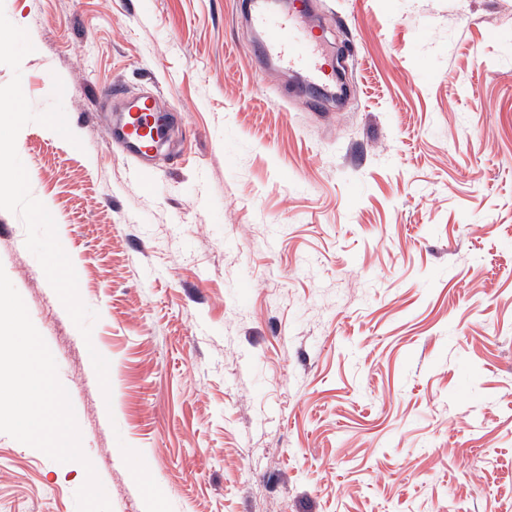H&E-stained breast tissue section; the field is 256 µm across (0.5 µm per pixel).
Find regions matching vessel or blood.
<instances>
[{
  "instance_id": "obj_1",
  "label": "vessel or blood",
  "mask_w": 512,
  "mask_h": 512,
  "mask_svg": "<svg viewBox=\"0 0 512 512\" xmlns=\"http://www.w3.org/2000/svg\"><path fill=\"white\" fill-rule=\"evenodd\" d=\"M243 9L259 34L256 57L274 60L289 71L302 72L306 82L314 86L333 81L336 64L325 51L322 37L305 23V0L285 13L272 12L267 0H245ZM96 97L103 108L112 99L122 98L120 122L109 129L108 135L124 148L137 168L147 167L163 135V119L158 114L155 95L135 93L126 99L121 89L108 85L99 87Z\"/></svg>"
}]
</instances>
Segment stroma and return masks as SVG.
<instances>
[{
	"label": "stroma",
	"mask_w": 512,
	"mask_h": 512,
	"mask_svg": "<svg viewBox=\"0 0 512 512\" xmlns=\"http://www.w3.org/2000/svg\"><path fill=\"white\" fill-rule=\"evenodd\" d=\"M312 4L341 105L254 58L239 0H0L34 112L62 80L82 142L32 122L16 148L90 338L5 210L0 268L112 512L512 504V0ZM109 83L162 93L143 172ZM85 480L0 433V512H77Z\"/></svg>",
	"instance_id": "1"
}]
</instances>
